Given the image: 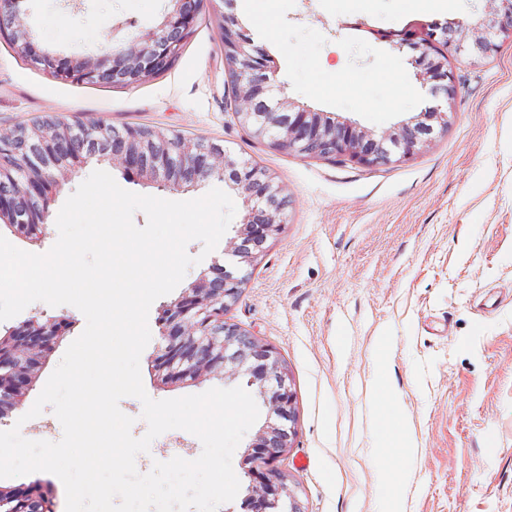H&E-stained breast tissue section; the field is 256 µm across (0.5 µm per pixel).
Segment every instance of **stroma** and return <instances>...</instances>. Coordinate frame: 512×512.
Masks as SVG:
<instances>
[{"instance_id":"35a3bbf8","label":"stroma","mask_w":512,"mask_h":512,"mask_svg":"<svg viewBox=\"0 0 512 512\" xmlns=\"http://www.w3.org/2000/svg\"><path fill=\"white\" fill-rule=\"evenodd\" d=\"M169 0H23L22 18L41 48L98 56L114 25L157 26ZM270 32L251 22L250 0L231 10L272 76L295 106L347 121L378 137L421 119L423 94L415 51L375 38L414 23L462 21L480 31L488 0H453L432 11L405 0H269ZM421 90V99L392 100L387 79ZM458 95L448 127L412 160L367 168L303 159L254 138L232 112L224 44L211 4L171 68L132 86L57 80L15 54L0 38V133L46 116L102 120L124 128H160L204 137L235 158L256 160L289 201L288 222L268 239L230 316L275 347L297 397V434L279 465L300 486L304 512H512V42L487 58L449 57ZM350 76L357 88L331 95L322 83ZM96 170L120 187L168 200H189L224 181L160 189L105 158L75 172L59 170L64 202ZM180 285L149 311L151 340L140 358L142 382L155 400L241 386L247 376L223 369L163 383L160 318L196 280L223 264V249L203 254ZM64 315L69 326L35 373L19 409L0 430L20 425L30 440L59 441L52 408L22 421L84 330L75 307L35 302L0 322V336L35 317ZM390 337L385 368L375 346ZM386 375L405 415L411 453L382 460L374 383ZM202 445L173 429L138 455L139 472L154 462L197 458Z\"/></svg>"}]
</instances>
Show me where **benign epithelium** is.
Listing matches in <instances>:
<instances>
[{"mask_svg":"<svg viewBox=\"0 0 512 512\" xmlns=\"http://www.w3.org/2000/svg\"><path fill=\"white\" fill-rule=\"evenodd\" d=\"M224 40V64L233 98V112L251 134L275 148L304 159H343L363 167L403 162L417 155L431 140L436 122L440 130L448 127V114L458 94L446 56L476 51L488 55L497 44L512 41V0H494L492 19L484 34L467 43L468 28L455 22L449 27L427 24L421 29L406 27L398 33H371L378 39H396L418 52L423 85L439 104L424 111L430 123H406L398 131L373 138L359 128L321 118L308 110L292 112L279 98L280 89L268 75L269 65L261 50L240 31L235 14L219 10ZM171 9L152 34L112 38L95 59L65 57L41 49L21 20L20 0H0V36L9 40L15 53L51 77L67 82L98 84L109 82L131 86L168 70L193 32L203 0H170ZM111 132L103 121L86 122L53 118L40 132L41 148L31 156L13 160L9 170L0 167L19 189L17 196L0 195V221L17 223L22 199L52 198L60 190L53 170L59 164L75 171L97 155L112 158L128 171H135L158 186H191L210 177L225 180L242 199L246 208L237 238L229 241L225 252L246 266L263 253L268 239L287 223L288 204L274 198L282 190L274 177L243 158H233L223 145L210 140L182 138L172 147L169 135L156 128L126 127L104 150L97 152L86 142ZM49 208L29 213L26 235L45 234ZM218 278L205 277L193 283L163 310L161 336L165 356L159 364L163 380L193 378L204 370L224 368L231 376L247 375L258 386V395L278 423L268 424L257 435L256 443L243 458L249 479L242 502L245 512H303L296 485L279 466L296 436L297 401L293 382L280 354L228 317L237 301L245 276L235 277L217 269ZM68 318L57 316L41 322L31 319L0 337V366L14 367L0 380V390L8 393L7 408L16 409L35 378L43 353L63 336ZM37 498L43 512H55L53 502L35 485L12 488L0 494V503L14 505V512Z\"/></svg>","mask_w":512,"mask_h":512,"instance_id":"7a95c632","label":"benign epithelium"}]
</instances>
